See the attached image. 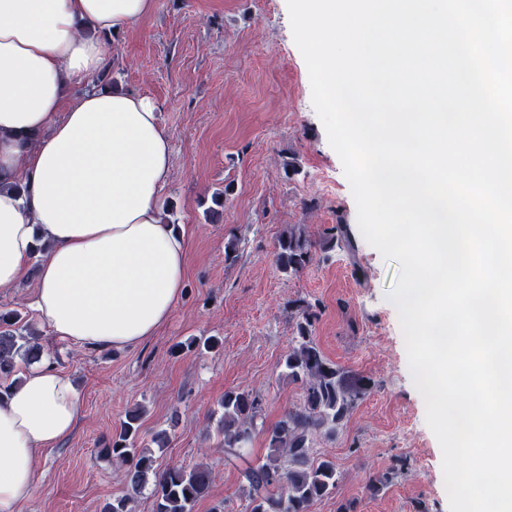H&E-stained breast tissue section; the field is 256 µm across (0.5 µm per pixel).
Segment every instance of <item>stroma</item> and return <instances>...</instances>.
I'll list each match as a JSON object with an SVG mask.
<instances>
[{
	"label": "stroma",
	"mask_w": 512,
	"mask_h": 512,
	"mask_svg": "<svg viewBox=\"0 0 512 512\" xmlns=\"http://www.w3.org/2000/svg\"><path fill=\"white\" fill-rule=\"evenodd\" d=\"M112 53L95 87L155 99L172 145L161 194L188 241L185 291L155 336L133 347L92 350L52 336L27 279L0 296L19 311L44 351L81 396L73 434L37 459L32 497L20 512H102L122 495L124 465L98 450L128 409H146L143 439L170 431L160 467L212 468L209 494L193 512H244L242 471L262 462L257 433L243 459L227 461L218 430L225 391L262 400L266 428L303 400L282 361L295 334L289 301L319 303L313 338L338 367L370 383L334 435L313 442L339 475L334 494L311 512H449L440 445L413 385L396 307L388 300L400 266L362 237L342 163L313 104L286 0H154L152 11L110 39ZM295 158L299 174L283 163ZM302 224L312 239L347 225L354 251L317 254L297 274L274 260L280 234ZM237 241L236 260L225 257ZM217 336L213 352H173L191 337ZM383 478L378 491L370 480Z\"/></svg>",
	"instance_id": "obj_1"
}]
</instances>
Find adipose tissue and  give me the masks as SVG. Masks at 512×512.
<instances>
[{
  "label": "adipose tissue",
  "mask_w": 512,
  "mask_h": 512,
  "mask_svg": "<svg viewBox=\"0 0 512 512\" xmlns=\"http://www.w3.org/2000/svg\"><path fill=\"white\" fill-rule=\"evenodd\" d=\"M153 0H0V295L27 274L55 336L134 346L164 325L185 286L187 240L163 223L171 142L141 94L96 90L106 36ZM52 248L36 260L38 240ZM80 395L49 361L0 393V512L33 494L38 455L69 437Z\"/></svg>",
  "instance_id": "adipose-tissue-1"
}]
</instances>
